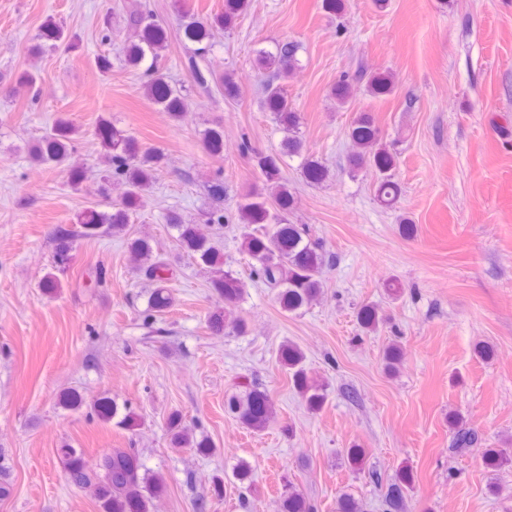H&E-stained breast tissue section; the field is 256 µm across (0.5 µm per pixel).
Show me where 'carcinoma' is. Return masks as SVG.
Segmentation results:
<instances>
[{"label":"carcinoma","instance_id":"obj_1","mask_svg":"<svg viewBox=\"0 0 512 512\" xmlns=\"http://www.w3.org/2000/svg\"><path fill=\"white\" fill-rule=\"evenodd\" d=\"M249 6L250 0H224V11L203 18L179 6L184 40L197 45L194 56L203 58L208 55L211 31L215 28L232 29ZM132 23L138 30L137 40L124 48V62L141 78L145 95L168 112L172 119L178 120L189 106L187 95L180 85L159 73L163 52L169 43L168 30L147 9L137 12ZM63 43L69 49L78 47L76 36L65 33L57 23L47 20L41 26L34 51L41 53L48 44L58 47ZM297 52L298 46L288 41L275 43L271 50L259 48L255 51L254 63L258 71L270 72L261 86V102L274 115L284 137L280 150L275 152H259L245 147L254 169L262 177V185L248 190L237 208L241 249L252 260L250 277L270 288L280 309L288 314L296 313L322 294L321 271L326 263V254L321 242L312 237L308 225L293 224L288 220V213L295 203V191L282 174V164L286 157L301 158L300 172L308 183H321L330 174L329 168L307 147L302 133V114L288 100L281 85V81L299 66ZM359 76L365 81L367 94L373 98L387 96L395 87L391 73L362 70ZM194 80L204 88L216 82L228 100L241 95V86L231 72L217 76L209 70L196 68ZM330 96L339 107L350 106L349 81L338 82L331 88ZM75 135L76 128L72 122L59 117L41 140L28 148V156L37 165L69 168L73 184L77 185L86 173L69 165ZM97 135L106 165L101 178L120 180L126 187V193L118 201L106 202L103 210L98 204L85 208L77 214L71 227H61L56 231L57 247L51 270L43 276L41 287L47 294L58 291L60 280L57 273L69 266L75 238H93L104 233L123 236L127 239L132 264L153 283L147 301V317L162 316L174 303L168 286L169 268L155 254L149 237L131 236L128 228L147 203L155 173L164 165L165 155L159 149L141 145L127 129L104 117L97 126ZM347 136L353 146L348 158V172L371 170L376 177L377 202L385 208L395 206L402 190L395 178V158L381 142L382 132L376 118L368 112L359 113L349 126ZM200 142L208 155L219 157L224 150V130L217 125L207 127L200 133ZM166 223L176 231L175 239L180 250L210 274V286L224 304L240 300L245 292V283L232 271L224 269L222 244L201 234L197 225L185 221L174 210L167 212ZM357 321L364 331L376 332L385 318L376 306L363 305L357 311ZM207 322L209 328L222 330L228 335L244 336L249 332L245 318H230L219 309L209 314ZM278 360L306 409L311 413L320 412L328 399L327 386L308 370L301 348L291 342L282 344L278 349ZM59 405L65 410L77 411L86 405V401L79 392L68 391L60 396ZM226 411L253 432L265 430L275 415L269 393L252 382L242 385V389L228 399ZM91 413L101 422L121 429L130 430L138 421L127 403L120 404L105 395L93 401ZM450 424L455 447L471 448L481 442L477 429L460 424L456 417ZM167 428L174 448H193L201 454L213 450L209 438L197 436L196 428L184 424L177 412L169 415ZM59 454L68 483L91 490L99 512H152L154 502L165 492L162 479L149 472L139 454L131 448H114L95 463L86 457L83 450L69 444L59 449ZM232 473L240 488L251 491L254 467L249 461L237 460ZM412 484L413 476L409 471L396 474L382 495L383 512H407V493ZM11 494L10 467L0 456V500L9 498ZM279 512H316V506L304 494L290 488L280 498ZM336 512H365V504L350 493H342L336 499Z\"/></svg>","mask_w":512,"mask_h":512}]
</instances>
